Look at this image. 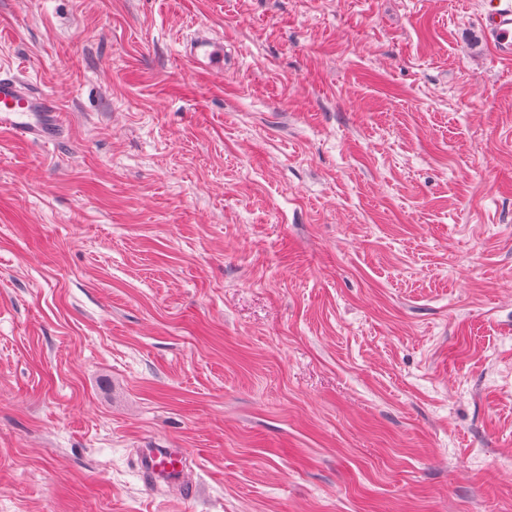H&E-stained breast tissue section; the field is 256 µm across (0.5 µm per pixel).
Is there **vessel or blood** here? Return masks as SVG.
Listing matches in <instances>:
<instances>
[{
    "mask_svg": "<svg viewBox=\"0 0 512 512\" xmlns=\"http://www.w3.org/2000/svg\"><path fill=\"white\" fill-rule=\"evenodd\" d=\"M484 31L500 56L512 57V0H490ZM181 54L198 72L211 74L224 70L221 39L197 34L184 44ZM0 132L53 145L64 134L63 114L57 101L30 80L1 72ZM136 467L152 494L172 493L184 499L198 495L187 449H137Z\"/></svg>",
    "mask_w": 512,
    "mask_h": 512,
    "instance_id": "1",
    "label": "vessel or blood"
}]
</instances>
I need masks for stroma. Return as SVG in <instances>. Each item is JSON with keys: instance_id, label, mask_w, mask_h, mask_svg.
<instances>
[{"instance_id": "35a3bbf8", "label": "stroma", "mask_w": 512, "mask_h": 512, "mask_svg": "<svg viewBox=\"0 0 512 512\" xmlns=\"http://www.w3.org/2000/svg\"><path fill=\"white\" fill-rule=\"evenodd\" d=\"M487 9L0 0V71L66 119L0 134V512H512ZM149 447L201 495L148 492ZM183 58L198 72L204 74L223 73L224 41L199 33L183 44Z\"/></svg>"}]
</instances>
